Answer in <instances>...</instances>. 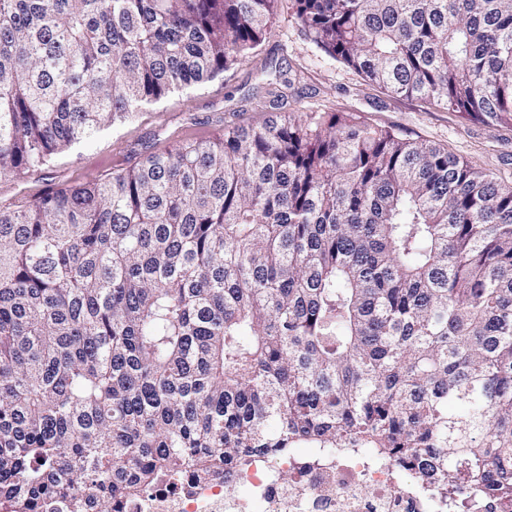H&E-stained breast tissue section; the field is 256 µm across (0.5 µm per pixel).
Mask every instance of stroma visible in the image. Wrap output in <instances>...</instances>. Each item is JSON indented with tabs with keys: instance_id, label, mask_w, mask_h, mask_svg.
Listing matches in <instances>:
<instances>
[{
	"instance_id": "35a3bbf8",
	"label": "stroma",
	"mask_w": 512,
	"mask_h": 512,
	"mask_svg": "<svg viewBox=\"0 0 512 512\" xmlns=\"http://www.w3.org/2000/svg\"><path fill=\"white\" fill-rule=\"evenodd\" d=\"M282 70L292 82L289 108L359 113L369 124L440 145L497 181L512 184V122L454 112L370 84L321 50L296 20L292 0H280L265 42L233 73L141 108L34 173L0 179V206L13 208L51 188L108 177L145 154L165 152L176 141H204L228 125L278 119V112L256 107L248 98Z\"/></svg>"
}]
</instances>
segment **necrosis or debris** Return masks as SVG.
Instances as JSON below:
<instances>
[{
	"label": "necrosis or debris",
	"instance_id": "obj_1",
	"mask_svg": "<svg viewBox=\"0 0 512 512\" xmlns=\"http://www.w3.org/2000/svg\"><path fill=\"white\" fill-rule=\"evenodd\" d=\"M235 480L248 485V497L227 493L218 476L158 484L126 501L122 512H448L432 488L369 451L265 459Z\"/></svg>",
	"mask_w": 512,
	"mask_h": 512
}]
</instances>
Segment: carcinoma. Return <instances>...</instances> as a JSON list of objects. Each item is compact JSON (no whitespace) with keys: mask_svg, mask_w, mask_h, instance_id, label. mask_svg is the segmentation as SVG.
<instances>
[{"mask_svg":"<svg viewBox=\"0 0 512 512\" xmlns=\"http://www.w3.org/2000/svg\"><path fill=\"white\" fill-rule=\"evenodd\" d=\"M276 2L0 0V178L233 71ZM293 2L371 84L512 120V0ZM359 446L512 512V186L353 112H284L0 208L1 506L114 512Z\"/></svg>","mask_w":512,"mask_h":512,"instance_id":"1","label":"carcinoma"}]
</instances>
